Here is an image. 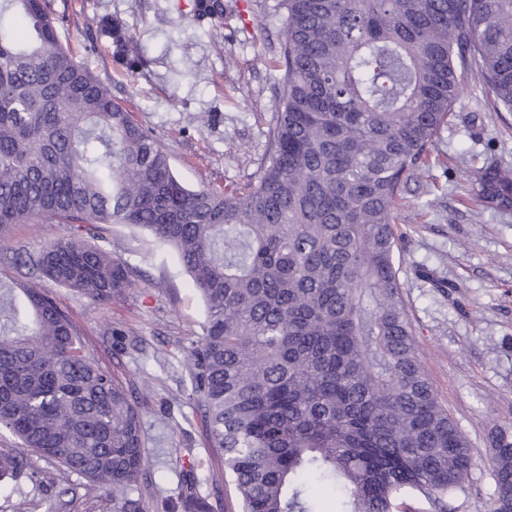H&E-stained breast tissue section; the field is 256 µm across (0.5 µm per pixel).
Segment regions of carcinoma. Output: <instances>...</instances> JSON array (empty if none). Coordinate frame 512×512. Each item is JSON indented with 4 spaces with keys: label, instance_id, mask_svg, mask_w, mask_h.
<instances>
[{
    "label": "carcinoma",
    "instance_id": "obj_1",
    "mask_svg": "<svg viewBox=\"0 0 512 512\" xmlns=\"http://www.w3.org/2000/svg\"><path fill=\"white\" fill-rule=\"evenodd\" d=\"M284 93L267 161L241 187L191 190L164 146L57 36L45 0H0L32 37L0 29V231L65 229L27 262L106 303L129 267L84 236L125 224L169 246L206 306L189 341L209 446L224 454L240 512H395L418 492L446 512L469 442L438 402L399 291L394 212L475 72L512 112V0H282ZM224 0H193L200 24ZM116 56L142 58L119 25ZM466 194L512 211V166L469 172ZM0 481L27 455L112 491L119 512L149 460L132 394L83 353L69 314L33 286L0 289ZM493 512L512 510V441L496 437ZM181 512H213L192 488Z\"/></svg>",
    "mask_w": 512,
    "mask_h": 512
}]
</instances>
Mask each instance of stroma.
<instances>
[{
	"instance_id": "35a3bbf8",
	"label": "stroma",
	"mask_w": 512,
	"mask_h": 512,
	"mask_svg": "<svg viewBox=\"0 0 512 512\" xmlns=\"http://www.w3.org/2000/svg\"><path fill=\"white\" fill-rule=\"evenodd\" d=\"M75 59L154 131L189 188L241 186L260 175L280 82V0H224L223 23L195 24L191 0H47ZM122 23L144 65L130 73L100 20ZM477 75L436 140L426 173L395 211L400 293L417 353L440 404L467 437L472 467L449 512H490L498 496L495 437L512 434V211L467 198L461 186L485 159L512 162V113L491 111ZM64 230L15 224L0 234V284L37 285L67 310L85 351L139 401L149 466L132 497L139 512H181L189 488L214 512H238L219 449L205 445L187 367L205 308L170 247L122 224L100 246L125 262L135 288L98 304L25 265ZM114 512L112 496L57 463L35 459L17 486L0 485V512Z\"/></svg>"
}]
</instances>
